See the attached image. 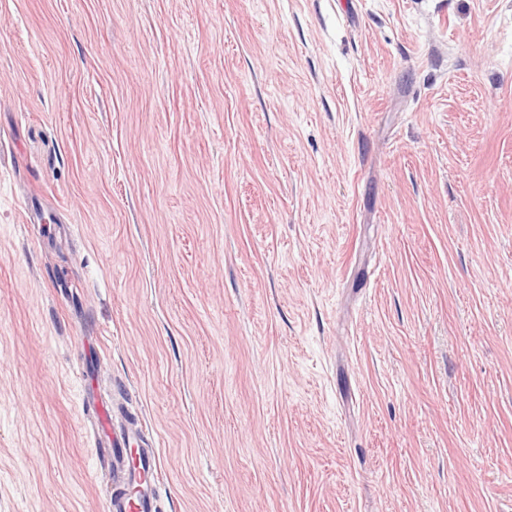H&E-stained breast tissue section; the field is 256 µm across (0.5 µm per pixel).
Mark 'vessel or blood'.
I'll return each mask as SVG.
<instances>
[{"instance_id":"b4317fda","label":"vessel or blood","mask_w":512,"mask_h":512,"mask_svg":"<svg viewBox=\"0 0 512 512\" xmlns=\"http://www.w3.org/2000/svg\"><path fill=\"white\" fill-rule=\"evenodd\" d=\"M112 469L119 472L123 484L135 486L129 497H111L110 512H158L160 468L154 453L126 447L124 439H113Z\"/></svg>"}]
</instances>
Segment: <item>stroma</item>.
I'll return each instance as SVG.
<instances>
[{
    "instance_id": "stroma-1",
    "label": "stroma",
    "mask_w": 512,
    "mask_h": 512,
    "mask_svg": "<svg viewBox=\"0 0 512 512\" xmlns=\"http://www.w3.org/2000/svg\"><path fill=\"white\" fill-rule=\"evenodd\" d=\"M512 512V0H0V512ZM112 472L119 471L122 484L135 486V495L116 497L112 494L110 512H158L160 467L154 453L146 448H123L125 436H112Z\"/></svg>"
}]
</instances>
